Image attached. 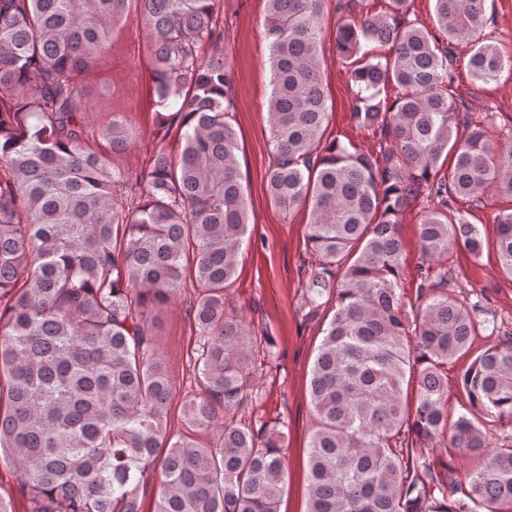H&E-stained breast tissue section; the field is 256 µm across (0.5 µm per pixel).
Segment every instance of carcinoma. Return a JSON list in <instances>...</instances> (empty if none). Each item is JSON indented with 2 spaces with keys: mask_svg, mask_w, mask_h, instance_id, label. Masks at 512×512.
<instances>
[{
  "mask_svg": "<svg viewBox=\"0 0 512 512\" xmlns=\"http://www.w3.org/2000/svg\"><path fill=\"white\" fill-rule=\"evenodd\" d=\"M131 1L151 39L157 136L175 128L181 138L178 156L162 147L144 170L89 145L80 89ZM325 2L267 0L266 21L267 191L284 214L308 212L315 261L297 313L326 322L308 385L307 512H503L512 434H490L512 420V336L472 352L497 326L450 292L448 262L460 248L483 250L456 200L512 197V128L492 111L469 115L455 46H469L482 82L512 54L487 42L486 0H434V31L408 19L410 0H384L374 14L371 0H336L353 120L375 146L327 140ZM220 4L0 0V463L29 512H141L155 471L154 512H280L288 421L259 415L258 378L279 353L268 331L225 306L249 209ZM101 137L119 155L136 130L118 115ZM421 198L427 266L408 306L400 224ZM495 220L512 278V208ZM188 283L198 392L175 434L174 385L148 314ZM469 353L456 413L448 365ZM434 444L466 468L426 455Z\"/></svg>",
  "mask_w": 512,
  "mask_h": 512,
  "instance_id": "obj_1",
  "label": "carcinoma"
}]
</instances>
